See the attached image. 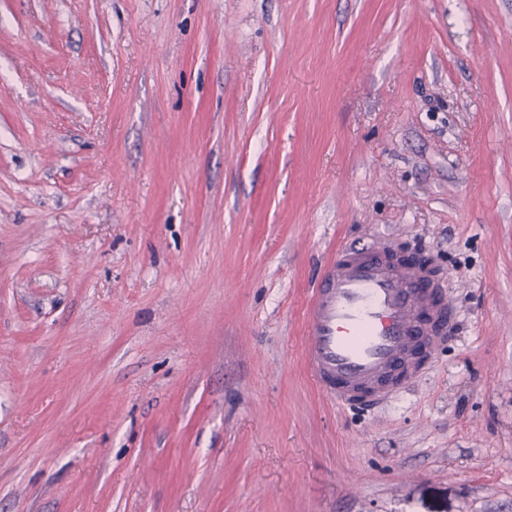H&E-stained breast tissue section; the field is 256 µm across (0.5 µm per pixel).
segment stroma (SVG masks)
I'll use <instances>...</instances> for the list:
<instances>
[{"label": "stroma", "mask_w": 512, "mask_h": 512, "mask_svg": "<svg viewBox=\"0 0 512 512\" xmlns=\"http://www.w3.org/2000/svg\"><path fill=\"white\" fill-rule=\"evenodd\" d=\"M373 241L462 323L366 413ZM0 512H512V0H0ZM395 254L386 243L345 247L313 290L306 362L339 408L386 403L423 373L454 330L458 316L446 279ZM425 337L424 360L400 368L414 341Z\"/></svg>", "instance_id": "35a3bbf8"}]
</instances>
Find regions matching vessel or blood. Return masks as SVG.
<instances>
[{"mask_svg": "<svg viewBox=\"0 0 512 512\" xmlns=\"http://www.w3.org/2000/svg\"><path fill=\"white\" fill-rule=\"evenodd\" d=\"M444 277L395 258L389 244L339 251L307 309L306 362L337 407L370 410L424 371L406 359L414 341L434 355L453 332L457 313Z\"/></svg>", "mask_w": 512, "mask_h": 512, "instance_id": "obj_1", "label": "vessel or blood"}]
</instances>
